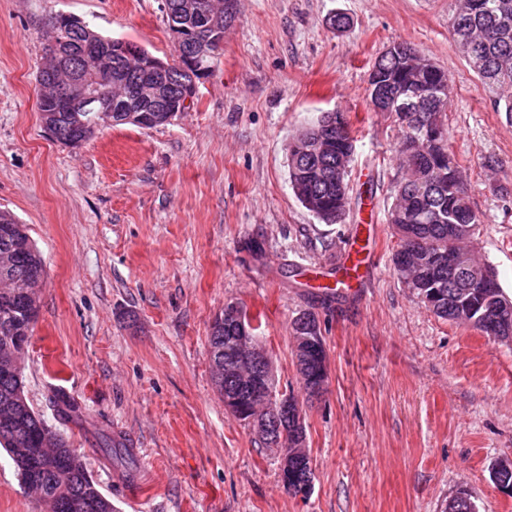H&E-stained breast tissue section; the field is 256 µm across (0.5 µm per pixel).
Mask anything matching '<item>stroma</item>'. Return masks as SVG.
Returning a JSON list of instances; mask_svg holds the SVG:
<instances>
[{"label":"stroma","mask_w":512,"mask_h":512,"mask_svg":"<svg viewBox=\"0 0 512 512\" xmlns=\"http://www.w3.org/2000/svg\"><path fill=\"white\" fill-rule=\"evenodd\" d=\"M451 8L238 0L191 111L153 129L104 128L72 148L51 138L36 104L49 18L75 16L169 62L162 0H0V209L46 266L26 395L49 422L54 390L81 404L80 421L60 431L119 512H444L462 490L479 512H512L490 476L493 461L512 458V343L437 318L395 273L388 210L401 130L369 95L373 63L396 41L448 69L444 124L485 218L472 247L512 297V115L458 53ZM337 13L349 19L340 31L329 24ZM337 111L354 139L349 205L325 224L293 193L288 148ZM366 239L378 247L373 270L325 295ZM229 301L260 316L278 390L304 401L308 495L286 492L278 448L259 443L215 388L208 336ZM305 311L329 358L312 401L290 334ZM106 436L135 449L138 487L116 479ZM0 512H49L2 449Z\"/></svg>","instance_id":"stroma-1"}]
</instances>
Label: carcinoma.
Masks as SVG:
<instances>
[{"mask_svg": "<svg viewBox=\"0 0 512 512\" xmlns=\"http://www.w3.org/2000/svg\"><path fill=\"white\" fill-rule=\"evenodd\" d=\"M165 13L168 30L183 26L191 31V39L182 50L174 52L170 68L161 80L171 94H180L181 81L188 75L180 72L184 55H193L200 41L211 36V19L200 15L192 22L180 20L169 0ZM457 7L450 24L457 49L477 73L482 91L492 97L498 111L512 113V0H456ZM68 45L79 46L72 55L73 65L81 71L95 67L96 54L112 51L109 43L90 26L67 31ZM112 74L134 88L138 80L136 61L120 54L109 58ZM369 84L390 91L400 90L415 103L411 112L395 113L402 130L398 156L402 169L408 171L404 192L396 197L388 215L399 237L400 248L393 254L394 269L416 295L421 291L436 297L433 314L455 323L466 324L484 336H491L485 321L488 310L486 295L494 303L506 304L500 309L501 320L512 327V297L496 281L487 294L467 288L476 270L487 265L464 247L476 234L483 217L469 201L460 175L459 164L448 142L442 114L448 106L452 86L447 69L428 62L419 50L406 41L394 43L392 49L376 59L369 73ZM38 110L54 125V133L62 144L87 140L95 134L98 115L95 112H69L49 98H39ZM440 134L439 144L429 138L430 131ZM353 153V139L340 112H327L301 130L292 140L288 154V177L297 199L326 224L339 223L348 205L347 167ZM466 228L465 238L448 239V225ZM448 254L452 263H439L436 254ZM45 274L43 259L31 242L24 225L7 210H0V447L11 456L24 487L40 486L56 501L55 512H116L112 500L103 494L88 473L86 460L61 439L51 455L41 452L50 425L30 406L24 393L22 371L12 367L8 355L13 349L28 347L33 324L38 314L36 300L14 288L22 280L36 283ZM317 322L315 313L307 311L291 322L293 336H305L304 328ZM238 323L214 318L209 335L211 363L224 369V381L216 383L219 392L240 399L248 409L254 402L243 385L240 370L244 352L237 345ZM56 419L64 424L80 418L81 409L69 393L57 389L50 396ZM263 430L259 438L267 446L277 440L293 441L298 425L292 415L280 408L262 414ZM108 460L115 463L122 476L135 469L133 454L123 443L111 440ZM292 477L282 480L287 492L305 493L313 471L298 465Z\"/></svg>", "mask_w": 512, "mask_h": 512, "instance_id": "obj_1", "label": "carcinoma"}]
</instances>
